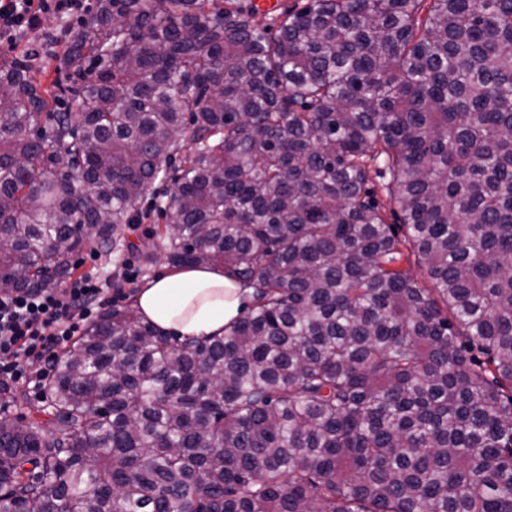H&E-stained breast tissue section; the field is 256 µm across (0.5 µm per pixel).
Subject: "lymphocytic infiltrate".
Returning a JSON list of instances; mask_svg holds the SVG:
<instances>
[{
  "label": "lymphocytic infiltrate",
  "instance_id": "obj_1",
  "mask_svg": "<svg viewBox=\"0 0 512 512\" xmlns=\"http://www.w3.org/2000/svg\"><path fill=\"white\" fill-rule=\"evenodd\" d=\"M84 0H0V41L16 42L43 16H69ZM113 302L111 289L90 277L36 292L0 293V384L41 386L53 370L56 349L81 335Z\"/></svg>",
  "mask_w": 512,
  "mask_h": 512
}]
</instances>
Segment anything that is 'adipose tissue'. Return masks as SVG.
<instances>
[{"label": "adipose tissue", "mask_w": 512, "mask_h": 512, "mask_svg": "<svg viewBox=\"0 0 512 512\" xmlns=\"http://www.w3.org/2000/svg\"><path fill=\"white\" fill-rule=\"evenodd\" d=\"M252 288L216 266L168 269L140 288L139 315L157 329L182 339L223 335L244 312Z\"/></svg>", "instance_id": "adipose-tissue-1"}]
</instances>
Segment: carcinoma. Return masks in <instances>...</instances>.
I'll list each match as a JSON object with an SVG mask.
<instances>
[{
  "label": "carcinoma",
  "instance_id": "obj_1",
  "mask_svg": "<svg viewBox=\"0 0 512 512\" xmlns=\"http://www.w3.org/2000/svg\"><path fill=\"white\" fill-rule=\"evenodd\" d=\"M53 60L0 63V292L170 181L142 261L255 294L105 309L0 401V512H512V0H96Z\"/></svg>",
  "mask_w": 512,
  "mask_h": 512
}]
</instances>
